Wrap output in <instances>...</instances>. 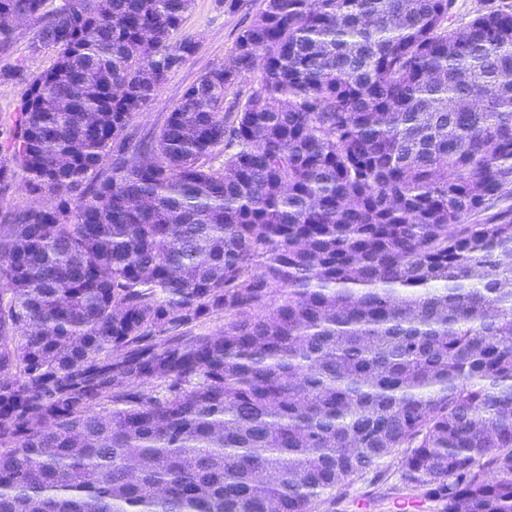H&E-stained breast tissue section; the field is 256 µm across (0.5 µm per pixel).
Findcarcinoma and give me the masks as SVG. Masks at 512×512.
<instances>
[{
	"label": "carcinoma",
	"mask_w": 512,
	"mask_h": 512,
	"mask_svg": "<svg viewBox=\"0 0 512 512\" xmlns=\"http://www.w3.org/2000/svg\"><path fill=\"white\" fill-rule=\"evenodd\" d=\"M191 2L41 31L0 156L49 201L0 232V512H315L393 476L512 512V0H263L132 146Z\"/></svg>",
	"instance_id": "cac0c4a2"
}]
</instances>
